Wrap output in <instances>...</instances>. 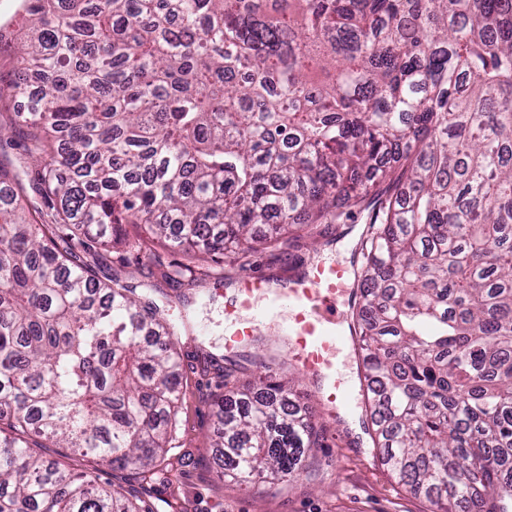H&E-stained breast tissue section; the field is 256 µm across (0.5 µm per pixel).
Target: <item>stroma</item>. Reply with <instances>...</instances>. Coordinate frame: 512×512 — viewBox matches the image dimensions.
<instances>
[{
	"label": "stroma",
	"instance_id": "obj_1",
	"mask_svg": "<svg viewBox=\"0 0 512 512\" xmlns=\"http://www.w3.org/2000/svg\"><path fill=\"white\" fill-rule=\"evenodd\" d=\"M339 230V225H327L325 237L315 248L308 237L301 236L278 250L253 253L249 268L284 281L302 267L343 261L336 239ZM125 255L122 247L106 252L98 277L105 281L116 272L151 284L149 296L159 303L180 296L189 300L184 307L187 325L177 345L182 400L174 469L169 483L155 487V497L177 501L181 512H436L425 499L408 493L381 465L370 441L362 439L358 423L323 413L315 386L305 375L300 378L305 393L302 403L325 428L317 451L321 479L313 485L301 479L288 490L267 495L248 491L229 479L217 481L215 470L224 451L213 445L219 419L212 397L225 386L253 380L262 369L279 376L292 374L280 333L273 327L262 329L258 341L247 348L235 354L225 352L224 291L241 269L236 255L202 263L195 277H183L179 288L164 293L156 289L160 271L182 262L177 249L148 244L128 265L123 262Z\"/></svg>",
	"mask_w": 512,
	"mask_h": 512
}]
</instances>
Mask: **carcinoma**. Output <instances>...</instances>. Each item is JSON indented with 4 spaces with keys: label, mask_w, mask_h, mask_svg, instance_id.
Segmentation results:
<instances>
[{
    "label": "carcinoma",
    "mask_w": 512,
    "mask_h": 512,
    "mask_svg": "<svg viewBox=\"0 0 512 512\" xmlns=\"http://www.w3.org/2000/svg\"><path fill=\"white\" fill-rule=\"evenodd\" d=\"M25 9L0 86V512L175 510L145 496L172 464L185 318L98 279L123 226L176 243L177 283L356 211L377 457L439 512H512V0ZM295 396L269 376L229 391L218 480L317 478Z\"/></svg>",
    "instance_id": "obj_1"
}]
</instances>
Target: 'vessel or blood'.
I'll use <instances>...</instances> for the list:
<instances>
[{"label": "vessel or blood", "mask_w": 512, "mask_h": 512, "mask_svg": "<svg viewBox=\"0 0 512 512\" xmlns=\"http://www.w3.org/2000/svg\"><path fill=\"white\" fill-rule=\"evenodd\" d=\"M358 278V268L339 263L313 265L280 287L265 275L240 273L233 297L224 305L225 349L237 350L258 333L264 319H272L283 328L294 364L320 377L327 402L342 406L356 387L352 379L342 378L337 353L346 352L358 362V375L366 373L358 339L347 325Z\"/></svg>", "instance_id": "1"}]
</instances>
